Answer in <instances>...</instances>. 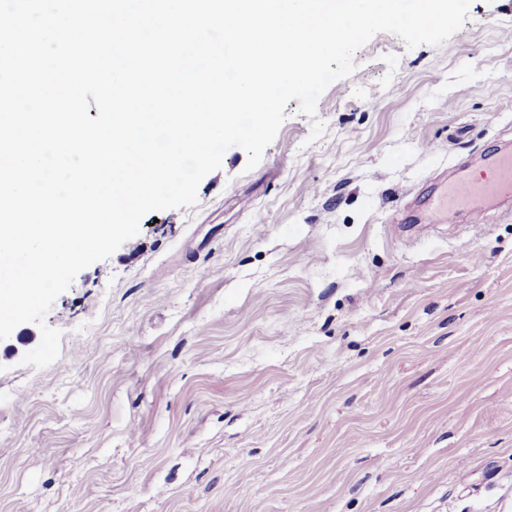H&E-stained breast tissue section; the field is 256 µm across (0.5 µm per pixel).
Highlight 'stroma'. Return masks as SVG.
<instances>
[{
  "mask_svg": "<svg viewBox=\"0 0 512 512\" xmlns=\"http://www.w3.org/2000/svg\"><path fill=\"white\" fill-rule=\"evenodd\" d=\"M508 27L473 0L440 46L375 35L78 274L51 365L36 324L0 341V512H512V203L404 230L512 150Z\"/></svg>",
  "mask_w": 512,
  "mask_h": 512,
  "instance_id": "1",
  "label": "stroma"
}]
</instances>
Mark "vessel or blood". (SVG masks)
Returning <instances> with one entry per match:
<instances>
[{
  "label": "vessel or blood",
  "instance_id": "b4317fda",
  "mask_svg": "<svg viewBox=\"0 0 512 512\" xmlns=\"http://www.w3.org/2000/svg\"><path fill=\"white\" fill-rule=\"evenodd\" d=\"M512 196V153L494 155L477 169L460 166L458 174L427 197L422 221L442 223L451 213L476 210L491 199Z\"/></svg>",
  "mask_w": 512,
  "mask_h": 512
}]
</instances>
